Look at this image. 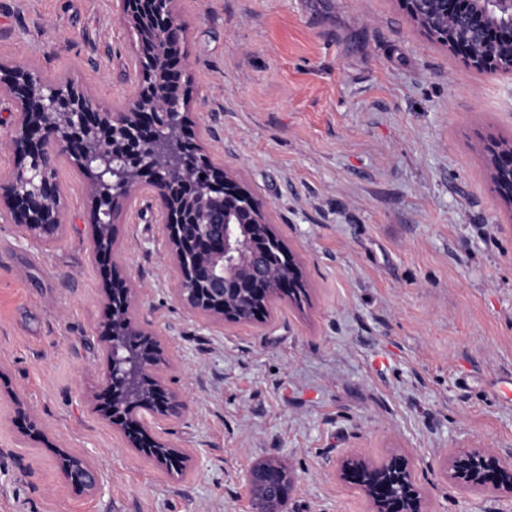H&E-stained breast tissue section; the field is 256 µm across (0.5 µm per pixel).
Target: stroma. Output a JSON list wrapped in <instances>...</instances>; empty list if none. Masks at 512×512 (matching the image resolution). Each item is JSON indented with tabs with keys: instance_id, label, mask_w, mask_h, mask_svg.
<instances>
[{
	"instance_id": "stroma-1",
	"label": "stroma",
	"mask_w": 512,
	"mask_h": 512,
	"mask_svg": "<svg viewBox=\"0 0 512 512\" xmlns=\"http://www.w3.org/2000/svg\"><path fill=\"white\" fill-rule=\"evenodd\" d=\"M114 0H0V62L67 78L119 112L135 37ZM197 139L265 204L308 299L212 322L176 293L157 207L115 221L136 323L163 343L184 415L155 423L194 462L170 476L93 409L108 360L91 195L58 163L64 220L42 247L0 218V512H250L243 474L282 462L285 512H370L340 457L404 451L426 512H512L456 485L457 448L512 457V208L483 137L512 142V78L464 71L398 0H176ZM18 394L103 493L68 488L14 422Z\"/></svg>"
}]
</instances>
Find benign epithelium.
Instances as JSON below:
<instances>
[{"label":"benign epithelium","instance_id":"7a95c632","mask_svg":"<svg viewBox=\"0 0 512 512\" xmlns=\"http://www.w3.org/2000/svg\"><path fill=\"white\" fill-rule=\"evenodd\" d=\"M402 9L427 36L459 59L467 70L512 75V0H399ZM119 20L137 37L138 92L127 110L113 112L80 85L48 83L31 67L0 65V93L14 104L18 117L3 145L18 158L17 167L0 176V210L18 224L24 237L54 240L62 227V190L57 163L67 155L87 176L93 199L94 259L107 278L105 320L99 340L106 351L108 372L94 396L98 415L123 435L128 447L153 459L166 472L180 473L189 455L173 448L150 430L146 416L174 420L185 412L183 398L161 384L150 392L146 414L133 416L118 401L135 368L125 347L113 339L112 317L125 308L132 289L112 264V217L125 210L140 191L158 204L170 261L180 280L177 294L190 309L211 320L234 319L244 304L273 290L293 294L302 287L294 263L284 271L272 263L278 250L268 229L262 202L234 174L215 165L190 130L181 85L188 74L185 26L174 0H119ZM502 146L488 147L499 194L512 203V168L500 164ZM144 337L150 359L142 370L154 374L162 360L158 341ZM17 418L22 433L45 438L44 429L23 407ZM58 467L72 490L98 494L102 479L88 456L56 452ZM406 463L400 453L380 462L349 456L339 474L347 482L359 476L360 489L374 512H421L418 490L402 499L389 495L384 468ZM279 474L257 464L245 473L251 512H284L288 468L275 463ZM451 477L466 485L512 494V462L488 448H461L448 458Z\"/></svg>","mask_w":512,"mask_h":512}]
</instances>
